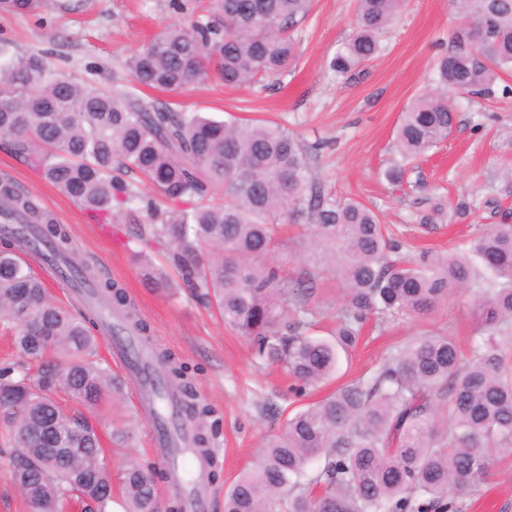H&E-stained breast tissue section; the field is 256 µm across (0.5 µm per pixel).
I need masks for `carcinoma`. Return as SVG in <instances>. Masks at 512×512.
I'll return each mask as SVG.
<instances>
[{
	"mask_svg": "<svg viewBox=\"0 0 512 512\" xmlns=\"http://www.w3.org/2000/svg\"><path fill=\"white\" fill-rule=\"evenodd\" d=\"M468 26L459 48L437 63L442 90L417 97L401 115V162L385 170L403 182L410 161L448 138L454 123L447 91L491 92L512 69V0H452ZM44 0H0V13L41 10ZM404 0H356L355 32L330 67L347 74L375 58L379 35ZM312 0H209L206 14L172 25L125 61L134 82L178 92L214 68L226 87L283 75L295 60L293 31ZM0 139L41 178L76 200L98 224H121L142 204L147 258L158 242L172 245L169 264L224 325L244 336L256 358L283 367L302 394L336 371L339 356L358 345L367 321L421 320L462 288L476 292L477 322L469 356L452 337L407 341L368 376L357 378L288 417L263 442L261 458L224 494V512H453L450 495L482 483L501 453L512 455V224H497L462 254L400 257L402 244L379 216L352 198L325 195L311 179V152L302 137L256 120H217L178 112L137 93L106 91L51 68L39 54H14L0 43ZM137 173L153 188L146 199L122 178ZM224 190V202H213ZM308 214L313 242L338 260L344 301L331 337L309 333L315 318L308 279H290L266 258L283 246L281 219ZM0 216L35 225L0 230V317L14 329L19 354L41 362L0 369V444L13 484L25 488L28 512H108L111 460L83 419L52 397L92 409L119 398L121 383L98 358L95 311L78 314L48 291L19 245L47 258L69 255L64 225L33 194L0 181ZM144 280L169 293L178 284L146 261ZM82 279L133 323L149 344L126 292ZM56 341L47 348L31 330ZM156 370L197 422L196 451L213 459L208 428L213 410L196 401L187 367L164 353ZM20 406L22 413L13 412ZM71 448L83 453L75 458ZM159 474L139 460L118 473L126 512H160Z\"/></svg>",
	"mask_w": 512,
	"mask_h": 512,
	"instance_id": "1",
	"label": "carcinoma"
}]
</instances>
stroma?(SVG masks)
<instances>
[{"mask_svg":"<svg viewBox=\"0 0 512 512\" xmlns=\"http://www.w3.org/2000/svg\"><path fill=\"white\" fill-rule=\"evenodd\" d=\"M356 0H314L295 33L297 57L288 72L266 86L227 88L216 75L164 94L172 107L217 119H261L301 134L312 146L314 178L325 195L357 199L374 210L412 254L463 252L471 239L494 224H512V73L503 75L488 97L449 93L455 119L437 150L408 166L403 184L383 172L399 155L395 131L402 112L419 95L435 91V64L457 47L452 38L462 20L451 0H407L380 37L378 56L341 75L330 70L336 50L353 32ZM182 14L169 0H45L39 14L0 13V41L22 53L44 54L60 70L92 82L125 89L133 81L127 57ZM11 178L36 194L72 237L77 261L90 265L99 280L125 288L151 343L195 373L199 395L215 409L220 425L210 438L216 465L206 482L208 512H224V492L253 468L265 436L281 430L289 415L335 386L370 372L406 340L433 332L452 336L468 349L475 329L472 295L449 296L432 316L370 323L360 347L342 358L336 378L297 396L276 367L255 361L247 341L225 327L216 308L187 289L157 294L142 280L128 248L137 223L103 231L80 205L44 181L6 142L0 141V179ZM442 217H433L435 207ZM291 275L314 273L312 306L319 312L317 335L333 325L344 288L331 262L318 260L307 238H295L272 256ZM135 391L124 384L111 408H81L99 433L113 466L128 458L152 464L154 425L135 406ZM128 429L125 441L112 440L115 426ZM512 512V456L497 458L477 491L456 500L458 512Z\"/></svg>","mask_w":512,"mask_h":512,"instance_id":"obj_1","label":"stroma"}]
</instances>
